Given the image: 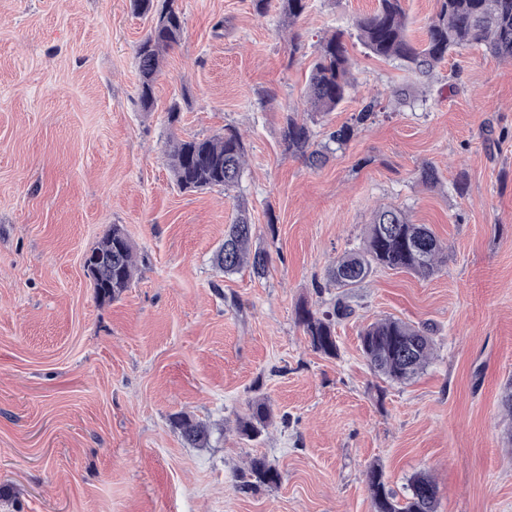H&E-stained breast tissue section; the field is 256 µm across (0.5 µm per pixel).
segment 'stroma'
Segmentation results:
<instances>
[{
    "label": "stroma",
    "mask_w": 512,
    "mask_h": 512,
    "mask_svg": "<svg viewBox=\"0 0 512 512\" xmlns=\"http://www.w3.org/2000/svg\"><path fill=\"white\" fill-rule=\"evenodd\" d=\"M177 4L184 31L145 112L136 48L152 20L131 0H0V512H373L374 464L401 496L430 474L438 512H512V62L474 46L418 78L358 40L376 0H307L293 22L280 0L261 15L252 0ZM336 32L356 86L313 139L375 113L314 167L283 129ZM227 126L247 150L239 188L180 191L170 134ZM425 164L438 184L420 182ZM381 206L429 226L447 263L428 280L373 273L326 357L296 310H332L328 269ZM241 208L270 252L261 278L213 264ZM116 224L137 270L103 303L83 259ZM385 317L435 330L403 384L361 351ZM258 397L274 422L240 440ZM179 414L210 426L208 447L182 439ZM253 456L277 485L242 488Z\"/></svg>",
    "instance_id": "1"
}]
</instances>
